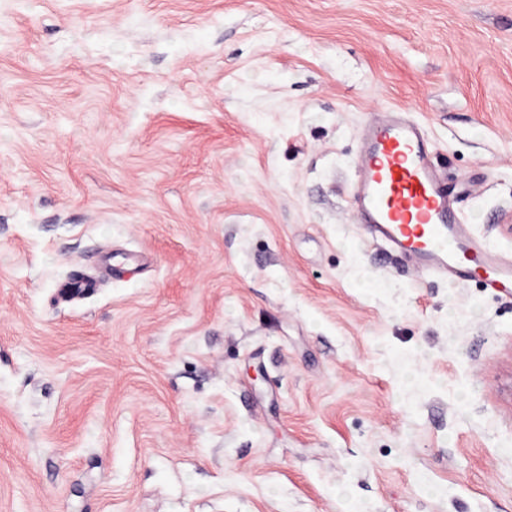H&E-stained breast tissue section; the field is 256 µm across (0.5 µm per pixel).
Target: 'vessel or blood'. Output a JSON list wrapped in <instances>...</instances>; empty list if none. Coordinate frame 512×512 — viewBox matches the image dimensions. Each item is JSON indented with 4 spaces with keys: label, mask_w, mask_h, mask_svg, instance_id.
Returning <instances> with one entry per match:
<instances>
[{
    "label": "vessel or blood",
    "mask_w": 512,
    "mask_h": 512,
    "mask_svg": "<svg viewBox=\"0 0 512 512\" xmlns=\"http://www.w3.org/2000/svg\"><path fill=\"white\" fill-rule=\"evenodd\" d=\"M350 187L364 234L419 272L454 281L480 270L483 287L512 294V262L474 237L434 167L422 125L391 109L364 122Z\"/></svg>",
    "instance_id": "b4317fda"
}]
</instances>
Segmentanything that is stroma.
<instances>
[{"mask_svg": "<svg viewBox=\"0 0 512 512\" xmlns=\"http://www.w3.org/2000/svg\"><path fill=\"white\" fill-rule=\"evenodd\" d=\"M389 107L512 259V0H0V512H512V296L350 209Z\"/></svg>", "mask_w": 512, "mask_h": 512, "instance_id": "35a3bbf8", "label": "stroma"}]
</instances>
